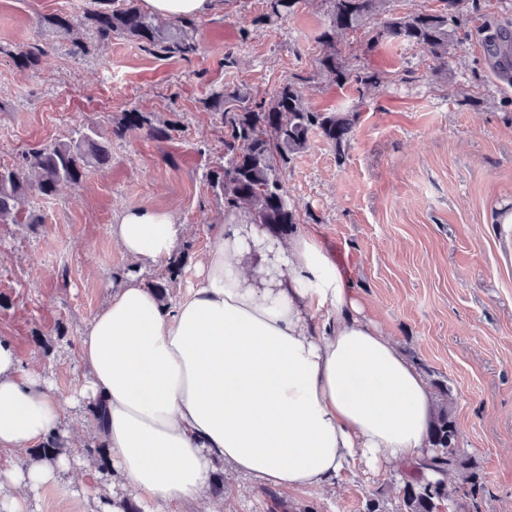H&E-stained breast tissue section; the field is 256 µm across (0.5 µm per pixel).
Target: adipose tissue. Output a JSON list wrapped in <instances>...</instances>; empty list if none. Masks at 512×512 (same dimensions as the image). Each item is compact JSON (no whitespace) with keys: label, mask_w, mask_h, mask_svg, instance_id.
<instances>
[{"label":"adipose tissue","mask_w":512,"mask_h":512,"mask_svg":"<svg viewBox=\"0 0 512 512\" xmlns=\"http://www.w3.org/2000/svg\"><path fill=\"white\" fill-rule=\"evenodd\" d=\"M109 232L126 256L159 267L185 227L131 207ZM79 355L86 374L73 402L104 406L112 465L147 500L201 497L218 462L296 490L351 461L379 472L427 454L426 380L308 228L283 243L232 214L173 302L129 278L85 324ZM63 419L45 378L0 339V452L36 447ZM72 462H0V512H29L30 494Z\"/></svg>","instance_id":"obj_1"}]
</instances>
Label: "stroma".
<instances>
[{
  "mask_svg": "<svg viewBox=\"0 0 512 512\" xmlns=\"http://www.w3.org/2000/svg\"><path fill=\"white\" fill-rule=\"evenodd\" d=\"M92 0H0V45L39 42L34 70L0 55V165L21 151L97 125L110 133L136 108L169 136L148 128L113 139L112 159L52 198L32 195L41 225L0 224V338L39 371L66 405L67 435H96L85 408L69 398L84 376L76 340L103 308L116 276L135 268L142 282L165 267L133 266L110 224L127 208L174 214L187 227L192 265L224 206L205 172L224 160V133L203 107L215 91L250 87L274 94L293 81L326 112H355L343 151L320 135L283 173L299 223L324 240L373 315L425 379L446 377L462 448L485 477L481 512H512V81L490 65L492 27L512 31V0H466L447 69L419 46L379 37V24L339 38L351 66L379 74L375 87L337 85L319 69L327 0H304L295 15L263 28V0H216L196 20L197 54L163 58L134 41L92 44L75 58L43 16L81 15ZM233 67H225V57ZM65 323L68 342H57ZM401 465L376 473L349 464L318 489L282 491L313 512H365L369 498L396 487ZM134 496L121 476L104 482L96 466L73 463L29 501L30 512H94L104 487ZM253 478L224 471V493L190 503H142L143 512H268Z\"/></svg>",
  "mask_w": 512,
  "mask_h": 512,
  "instance_id": "obj_1",
  "label": "stroma"
}]
</instances>
